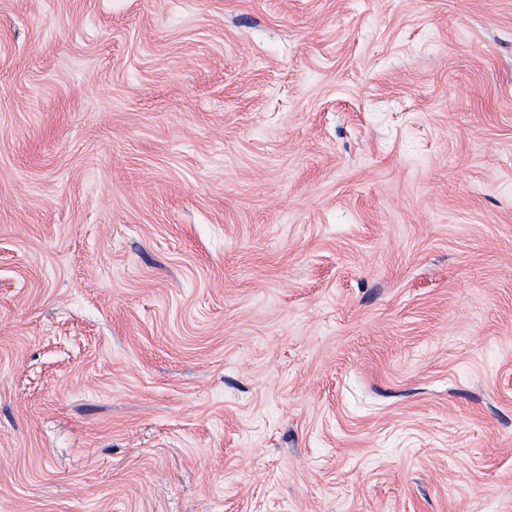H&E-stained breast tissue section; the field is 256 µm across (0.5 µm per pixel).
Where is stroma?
<instances>
[{"label":"stroma","mask_w":512,"mask_h":512,"mask_svg":"<svg viewBox=\"0 0 512 512\" xmlns=\"http://www.w3.org/2000/svg\"><path fill=\"white\" fill-rule=\"evenodd\" d=\"M0 512H512V0H0Z\"/></svg>","instance_id":"obj_1"}]
</instances>
